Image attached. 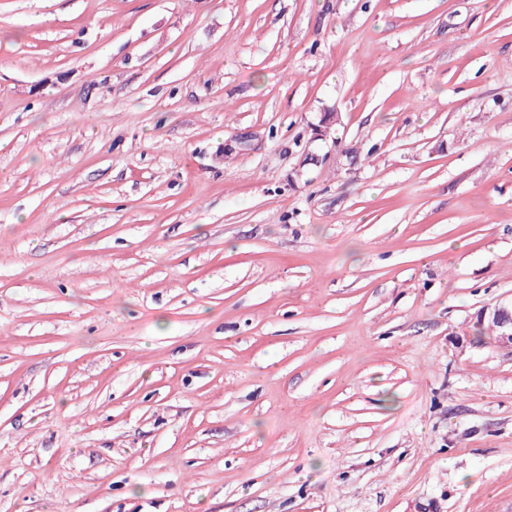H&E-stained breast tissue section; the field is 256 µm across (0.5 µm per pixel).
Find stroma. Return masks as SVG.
<instances>
[{"label":"stroma","mask_w":512,"mask_h":512,"mask_svg":"<svg viewBox=\"0 0 512 512\" xmlns=\"http://www.w3.org/2000/svg\"><path fill=\"white\" fill-rule=\"evenodd\" d=\"M512 0H0V512H512ZM489 318L500 327L498 336H495L496 343L512 349V304L510 308L506 306L495 307L489 312ZM495 323L492 325L497 327Z\"/></svg>","instance_id":"obj_1"}]
</instances>
